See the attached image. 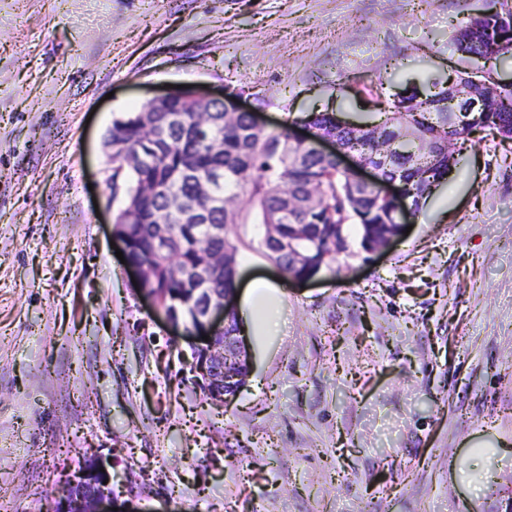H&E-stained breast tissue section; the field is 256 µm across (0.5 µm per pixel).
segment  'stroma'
Listing matches in <instances>:
<instances>
[{"mask_svg": "<svg viewBox=\"0 0 512 512\" xmlns=\"http://www.w3.org/2000/svg\"><path fill=\"white\" fill-rule=\"evenodd\" d=\"M512 0H0V487L54 512L97 460L119 512H512V142L457 163L409 234L357 227L336 273L289 281L226 403L111 243L115 118L182 87L266 132L374 120L363 86L426 97L467 69L452 36ZM351 90H336L337 76ZM265 227L238 280L281 271Z\"/></svg>", "mask_w": 512, "mask_h": 512, "instance_id": "obj_1", "label": "stroma"}]
</instances>
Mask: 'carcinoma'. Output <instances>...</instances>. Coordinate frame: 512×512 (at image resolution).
<instances>
[{
    "label": "carcinoma",
    "instance_id": "1",
    "mask_svg": "<svg viewBox=\"0 0 512 512\" xmlns=\"http://www.w3.org/2000/svg\"><path fill=\"white\" fill-rule=\"evenodd\" d=\"M453 41L471 65V71L457 75L466 84L478 77L475 86L483 98L478 120L468 128L453 129L449 117L454 105L448 101V89L442 87L425 102L407 97L388 104L387 119L381 131L365 124H343L334 114L312 112L304 119L316 133L332 139L336 154L326 158L309 155L307 146L290 141L289 127L269 134L252 125L251 115L241 112L207 133L196 127L195 104L183 91L163 107L152 112H131L112 122V193L124 188L122 207L115 223L125 243L129 260L151 270L144 287L154 291L167 309H177L184 322L197 323L193 307L200 292L194 269L200 253L224 256V263L212 268L210 287L232 304L238 276L237 248L229 237L212 236L208 225L193 224L184 214L209 212L213 224L229 229L235 224L275 225V239H263L269 256L285 275L299 277L336 272V235L355 225L360 244L383 242L400 232L394 222L393 202L375 191H354L349 175L339 168L338 157L352 151L372 161L381 157L380 140L398 139L389 153V165L400 170L406 183L411 206L419 203L439 182L456 158L448 154V137L469 140L478 131L489 128L503 140L512 141V86L494 81L486 64L512 55V11L481 13L468 18L456 29ZM182 118L174 131L169 116ZM150 127L157 149L137 166L124 164L125 157L142 152L143 130ZM222 140L224 149L212 150L209 139ZM217 170L223 180L215 191L224 197V208H210L209 200L196 192V185L210 179ZM257 173L251 181L249 208L234 205L237 190L245 174ZM157 185L181 199L176 210L167 206L166 196L145 195L141 188ZM320 191L314 208L289 211L284 221L277 214L285 208L284 196L306 193L309 187ZM168 229L166 250L155 246L157 225ZM303 254L298 261L288 256V244Z\"/></svg>",
    "mask_w": 512,
    "mask_h": 512
}]
</instances>
